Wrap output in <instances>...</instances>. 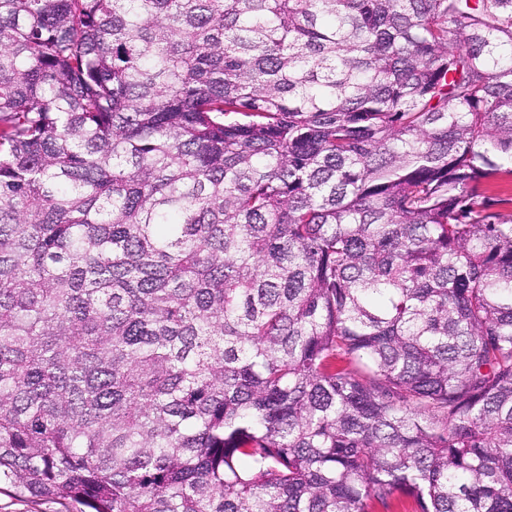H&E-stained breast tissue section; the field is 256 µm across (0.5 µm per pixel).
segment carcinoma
Returning a JSON list of instances; mask_svg holds the SVG:
<instances>
[{"mask_svg":"<svg viewBox=\"0 0 512 512\" xmlns=\"http://www.w3.org/2000/svg\"><path fill=\"white\" fill-rule=\"evenodd\" d=\"M512 0H0V493L512 512Z\"/></svg>","mask_w":512,"mask_h":512,"instance_id":"cac0c4a2","label":"carcinoma"}]
</instances>
